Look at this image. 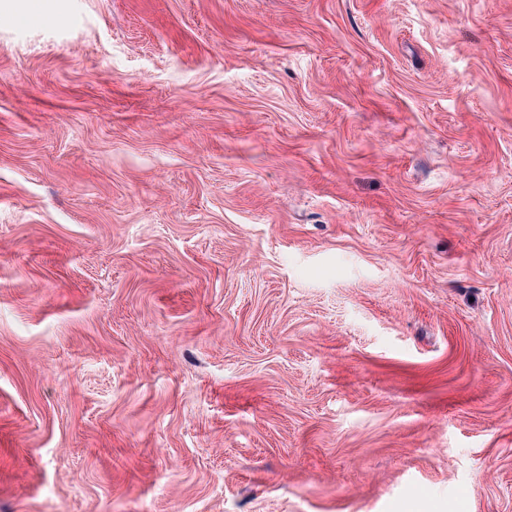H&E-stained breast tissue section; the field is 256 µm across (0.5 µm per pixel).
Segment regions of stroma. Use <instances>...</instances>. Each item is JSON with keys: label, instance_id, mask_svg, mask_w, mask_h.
<instances>
[{"label": "stroma", "instance_id": "35a3bbf8", "mask_svg": "<svg viewBox=\"0 0 512 512\" xmlns=\"http://www.w3.org/2000/svg\"><path fill=\"white\" fill-rule=\"evenodd\" d=\"M0 0V512H512V0Z\"/></svg>", "mask_w": 512, "mask_h": 512}]
</instances>
